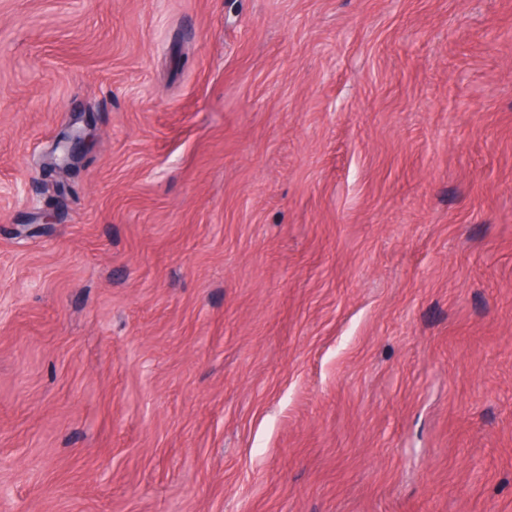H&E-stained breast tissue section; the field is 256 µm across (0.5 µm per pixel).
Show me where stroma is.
<instances>
[{"label":"stroma","instance_id":"35a3bbf8","mask_svg":"<svg viewBox=\"0 0 512 512\" xmlns=\"http://www.w3.org/2000/svg\"><path fill=\"white\" fill-rule=\"evenodd\" d=\"M0 512H512V0H0ZM98 138V133L92 124L86 122L83 128H79L64 134L52 151L49 169L50 177L58 172L67 170L74 165L77 154L87 146H92ZM59 152L56 154V152Z\"/></svg>","mask_w":512,"mask_h":512}]
</instances>
